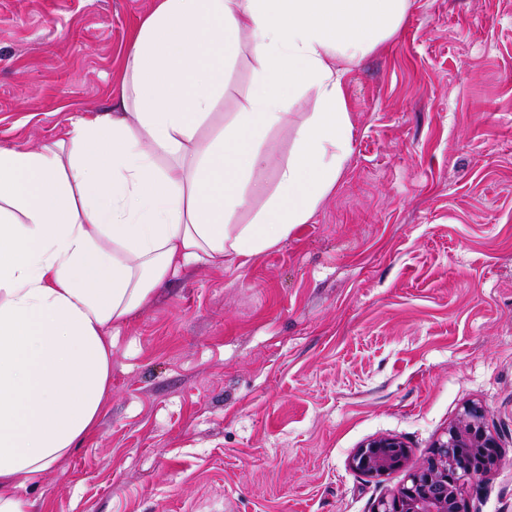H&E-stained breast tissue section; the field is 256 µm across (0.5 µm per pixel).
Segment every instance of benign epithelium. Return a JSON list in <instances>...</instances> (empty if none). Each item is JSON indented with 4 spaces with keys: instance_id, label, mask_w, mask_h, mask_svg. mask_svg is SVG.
<instances>
[{
    "instance_id": "7a95c632",
    "label": "benign epithelium",
    "mask_w": 512,
    "mask_h": 512,
    "mask_svg": "<svg viewBox=\"0 0 512 512\" xmlns=\"http://www.w3.org/2000/svg\"><path fill=\"white\" fill-rule=\"evenodd\" d=\"M501 460L499 437L477 402L463 406L456 419L419 460L401 438L380 435L366 440L350 457L361 475L379 480L403 471V483L379 498L372 512H467L468 482L491 472Z\"/></svg>"
}]
</instances>
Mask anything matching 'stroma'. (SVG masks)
Wrapping results in <instances>:
<instances>
[{
  "label": "stroma",
  "instance_id": "35a3bbf8",
  "mask_svg": "<svg viewBox=\"0 0 512 512\" xmlns=\"http://www.w3.org/2000/svg\"><path fill=\"white\" fill-rule=\"evenodd\" d=\"M156 0H0V148L63 139L121 94ZM209 127L254 74L249 34ZM352 154L309 223L246 263L172 274L112 332L96 432L28 484L34 512H372L379 434L428 453L482 403L512 512V0H409L348 65Z\"/></svg>",
  "mask_w": 512,
  "mask_h": 512
}]
</instances>
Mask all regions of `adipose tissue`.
<instances>
[{
	"instance_id": "obj_1",
	"label": "adipose tissue",
	"mask_w": 512,
	"mask_h": 512,
	"mask_svg": "<svg viewBox=\"0 0 512 512\" xmlns=\"http://www.w3.org/2000/svg\"><path fill=\"white\" fill-rule=\"evenodd\" d=\"M408 6L158 0L114 106L77 115L66 140L0 148V512H31L27 483L94 432L114 326L175 270L262 254L312 219L352 153L346 66L395 33ZM244 30L255 80L231 122L203 134ZM307 92L318 108L291 124ZM285 127L288 158L252 208L262 144Z\"/></svg>"
}]
</instances>
